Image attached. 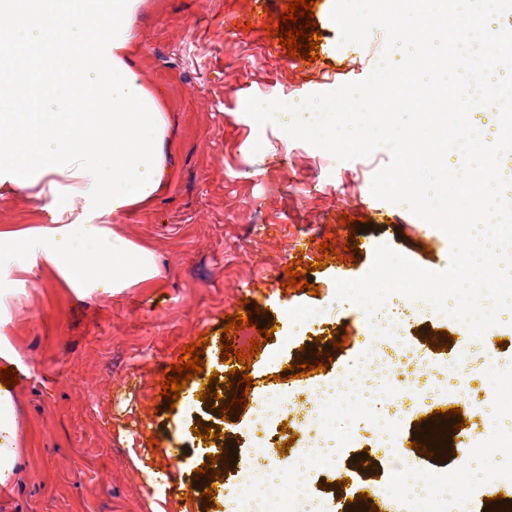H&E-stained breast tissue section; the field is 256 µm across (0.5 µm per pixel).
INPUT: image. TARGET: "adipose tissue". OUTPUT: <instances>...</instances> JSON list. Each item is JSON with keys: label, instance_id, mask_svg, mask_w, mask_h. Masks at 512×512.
<instances>
[{"label": "adipose tissue", "instance_id": "1", "mask_svg": "<svg viewBox=\"0 0 512 512\" xmlns=\"http://www.w3.org/2000/svg\"><path fill=\"white\" fill-rule=\"evenodd\" d=\"M137 0H0V191L25 190L50 223L0 227V360L6 300L35 271L76 293L119 294L158 276L154 254L118 215L151 203L164 177L168 123L128 64ZM21 424L0 388V488L19 458Z\"/></svg>", "mask_w": 512, "mask_h": 512}]
</instances>
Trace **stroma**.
Wrapping results in <instances>:
<instances>
[{
    "instance_id": "35a3bbf8",
    "label": "stroma",
    "mask_w": 512,
    "mask_h": 512,
    "mask_svg": "<svg viewBox=\"0 0 512 512\" xmlns=\"http://www.w3.org/2000/svg\"><path fill=\"white\" fill-rule=\"evenodd\" d=\"M286 3L267 0L257 14L254 0H139L130 64L167 115L169 186L150 205L124 213L119 228L154 252L160 275L120 295L83 296L38 271L11 303L5 334L29 376L14 390L27 438L13 487L0 491V512H204L199 496L212 481L196 478L195 470L211 448L194 433L195 423L219 427L221 442L235 449L225 483L238 481L260 445L251 433L252 410L222 419L220 403L231 400L230 390L220 388L217 402L198 398L209 375L224 369V316L241 314L240 302L248 299L277 323L251 359L248 402L277 391L312 398L363 357L365 312L336 300L337 280L363 277L379 244L425 269L448 267L443 232L405 205L372 196L371 179L389 161L387 150L339 162L291 139L283 130L289 116L260 127L245 114L241 99L301 102L330 91L333 81L364 79L381 59V31L362 46L341 44L331 21L334 0L315 4L318 59L288 56L264 28ZM254 14L258 24L248 25ZM345 214L362 221L364 254L308 273L315 291L282 290L294 255L316 261L326 239L342 249ZM48 220L28 193L0 196V226ZM414 326L407 343L435 365L463 364L469 376L467 393L438 400L425 415L455 406L469 425L479 424L486 387L471 349L455 342L438 352L430 340L441 329L462 335L461 326L425 311L416 313ZM336 333L347 338L337 351L330 343ZM203 335V372L168 405L159 396L163 373L178 363L183 345ZM321 349L332 357L327 370L282 379L284 366ZM416 432L414 424L403 427L388 458L370 450L369 432L351 442L338 438L334 469L314 475L310 491L322 496L325 512H337L342 491L367 492L380 512H393L385 484L394 467L412 463L431 478L436 464L454 463L442 453L419 457L410 446ZM365 462L374 480L352 482ZM340 474L349 478L342 490Z\"/></svg>"
}]
</instances>
